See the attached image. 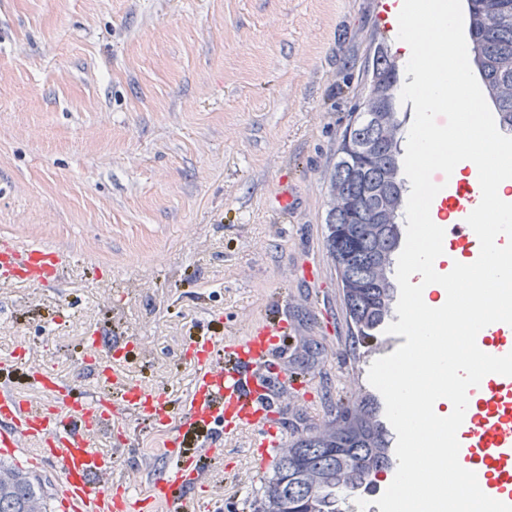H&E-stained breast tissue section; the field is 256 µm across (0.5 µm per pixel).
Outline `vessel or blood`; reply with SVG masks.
<instances>
[{"label":"vessel or blood","instance_id":"vessel-or-blood-1","mask_svg":"<svg viewBox=\"0 0 512 512\" xmlns=\"http://www.w3.org/2000/svg\"><path fill=\"white\" fill-rule=\"evenodd\" d=\"M69 262L58 248L5 243L0 283L53 287ZM290 330L283 320L271 319L223 349L214 337H195L190 344L195 381L177 409L122 369L129 349L120 341L113 345L114 366L87 361L86 373L98 379L91 397L76 395L68 382L41 366H28V392L0 387V453L57 468L63 512H153L160 503L169 512H210L208 496L196 486L226 436L247 430L260 436L253 456L262 465L283 446L281 416L298 391H278L281 370L272 356ZM483 403V411L464 418L458 430L468 439L460 451L480 456L485 465L477 475L478 492L495 502L496 512H512V495L503 486L512 478V376H497ZM142 423L165 432L167 466L147 493L136 494L117 473L115 455L96 448L94 440L106 435L116 447H128Z\"/></svg>","mask_w":512,"mask_h":512}]
</instances>
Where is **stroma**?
<instances>
[{"mask_svg": "<svg viewBox=\"0 0 512 512\" xmlns=\"http://www.w3.org/2000/svg\"><path fill=\"white\" fill-rule=\"evenodd\" d=\"M377 0H0V240L71 256L53 288L0 285V383L27 363L64 379L88 337L173 404L187 396L192 338L223 344L284 315L279 355L306 404L285 443L325 427L351 395L359 353L325 216L336 147L367 93L383 32ZM295 210L279 221L276 196ZM320 264V280L301 269ZM117 452L145 492L166 458L139 425ZM249 434L207 468L223 512H252L271 468Z\"/></svg>", "mask_w": 512, "mask_h": 512, "instance_id": "1", "label": "stroma"}]
</instances>
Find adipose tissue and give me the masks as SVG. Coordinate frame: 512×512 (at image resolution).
Segmentation results:
<instances>
[{"mask_svg":"<svg viewBox=\"0 0 512 512\" xmlns=\"http://www.w3.org/2000/svg\"><path fill=\"white\" fill-rule=\"evenodd\" d=\"M455 23L452 0H437L436 4L418 10L407 5L400 8L403 29L400 46L425 75L416 88L417 93L432 107L442 102L461 103L460 119L465 130L464 139L459 140L452 137L448 129L426 121L414 133L410 168L416 182L414 218L418 231L406 253L404 282L411 319L427 318L430 326L436 328L446 326L453 316L459 320V330L466 332L480 311L494 307L499 284L485 282L477 291V305L449 308L443 274H451L457 291L466 292L473 280V266L458 258L455 249L443 248L435 232L436 224L441 221L442 197L437 191H426V170L431 161L439 160L448 168L449 182L462 179L472 182L480 178L488 181V193L475 196L467 208L468 218L476 223L484 222L487 198L501 202L512 200V174L502 171L494 156L479 161L464 149L465 142L484 140L488 132L469 83L457 79L454 71L446 67L447 56L461 58L465 55L455 37Z\"/></svg>","mask_w":512,"mask_h":512,"instance_id":"adipose-tissue-1","label":"adipose tissue"}]
</instances>
